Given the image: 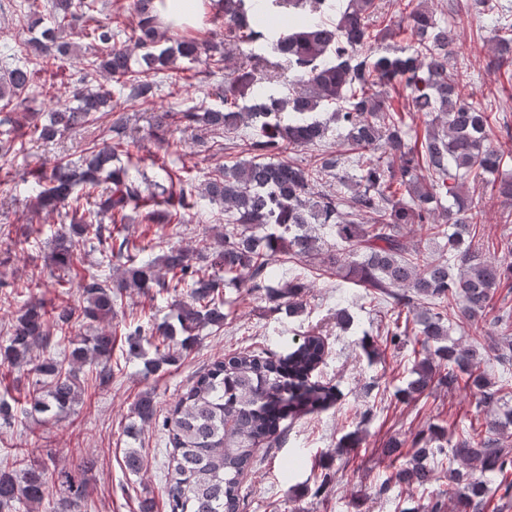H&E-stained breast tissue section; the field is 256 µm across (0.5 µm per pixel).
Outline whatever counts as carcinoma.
Returning <instances> with one entry per match:
<instances>
[{"label":"carcinoma","mask_w":512,"mask_h":512,"mask_svg":"<svg viewBox=\"0 0 512 512\" xmlns=\"http://www.w3.org/2000/svg\"><path fill=\"white\" fill-rule=\"evenodd\" d=\"M165 0H135L137 23L128 40L137 50L139 68L131 54L112 46V22L100 18L98 0H48L54 27L44 37L20 39L0 46V158L24 148L26 139L45 142L96 124L112 115L102 128L101 142L86 148L78 166L62 158L29 172L38 189L37 204L58 212L68 232L55 235L52 259L64 288L80 277L84 299L81 312L68 304L47 308L29 301L18 311L6 343L0 344V365L29 364L38 349L46 357L32 371L29 405L55 416L82 399L80 369L93 366L102 382L112 380V319L123 292L135 288L184 289L172 304V321L146 330L124 327L129 355L145 358L154 374L177 362L168 350L174 342L187 350L207 328L224 326L225 288L263 291L288 310L303 307L309 286L294 277L283 281L277 254L305 260L322 259L336 275L364 288L372 299L412 315L416 341L424 357L415 362L406 395L422 394L433 386L473 391L482 402L512 395L505 382L495 390L481 368L479 346L445 345L455 324H465L494 308L500 288H512V237L500 239L498 255L483 252L482 214L463 193L468 183L487 184L498 197L512 201V179L498 175L511 135L492 147L488 139L497 123L492 105L475 98L464 72L457 66L459 47L424 5L407 15L412 41L408 53H379L377 43L387 32L372 30L376 0H209L211 22L205 40L161 29L160 7ZM336 8L338 18L326 23L318 16ZM494 31L490 66L512 73V7L500 0H473ZM87 41L82 65L85 78L97 75L115 82L118 92L149 103L159 88V71L174 68L179 59L220 67L233 52L239 61L231 81L217 84L212 95L224 104L172 108L153 114L149 135L166 142L178 125L199 126L213 135L199 144L227 155L249 158L224 165L222 173L198 186L189 177L178 188L146 195L131 166H114L128 153L134 139L128 118L112 114V92L77 85L68 103L51 110L41 123L27 111L35 67L55 64L59 57ZM268 44L270 56L253 52ZM294 72L299 89L276 95L278 68ZM410 91L415 111L428 117L423 137L411 135L405 113L395 110L376 90L378 85ZM252 91V104L238 101ZM319 109L346 131L349 160L358 175H336L349 190L317 188L320 174L333 173L339 159L329 151L305 165L280 159L287 151L321 147L329 125L316 118ZM257 123L259 130L239 142L232 136L240 126ZM224 206V233L203 256L205 266L193 265L189 250L168 246L162 255H146L151 246H138L121 235L127 210L142 209L146 224H182L185 210L202 213L205 203ZM406 224H415L429 241H444L437 256L420 244L404 240ZM96 245L105 268L79 275L75 242ZM125 262L111 274L112 258ZM81 317L98 325L63 357L48 355L53 342L48 325L69 326ZM154 348L146 357L145 346ZM490 352L502 364L512 362V339L505 337ZM326 355L323 338L315 334L293 343L286 356L267 347L242 350L216 359L183 391L167 416L159 417L155 396L144 391L136 399L127 436L137 439L157 420L167 436L165 495L168 512H244L242 477L251 471L256 447L277 444L285 433L283 421L327 408L338 400L335 386L311 380ZM16 400L0 395V427L15 422ZM486 432L457 431L436 424L419 430L409 441L390 442L384 455L392 471L377 493L393 486L426 489L438 480L426 459L450 445L448 476L462 512H478L491 501L512 470V450ZM477 461L480 470L467 469ZM125 467L133 475L146 469L137 448L127 449ZM61 486L59 498L52 487ZM84 490L67 472L57 473L42 461L21 460L0 469V512H81Z\"/></svg>","instance_id":"carcinoma-1"}]
</instances>
